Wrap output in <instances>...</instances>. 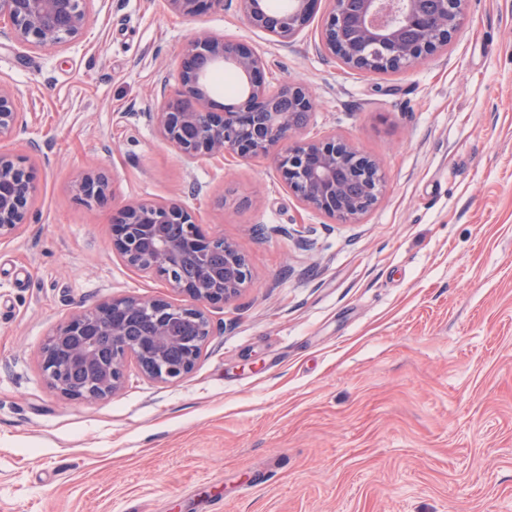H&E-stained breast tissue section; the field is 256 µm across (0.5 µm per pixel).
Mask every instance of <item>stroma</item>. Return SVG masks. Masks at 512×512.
<instances>
[{"mask_svg": "<svg viewBox=\"0 0 512 512\" xmlns=\"http://www.w3.org/2000/svg\"><path fill=\"white\" fill-rule=\"evenodd\" d=\"M287 44L236 0L188 20L96 0L77 42L0 44L35 168L33 217L0 242V512H512V0H467L447 46L367 74ZM248 44L270 84L316 103L302 138L375 156L387 190L357 223L305 208L270 158L187 163L149 120L196 30ZM98 169L93 207L73 185ZM175 202L236 242L252 282L211 308L193 372L73 401L42 348L73 312L163 296L112 248V215Z\"/></svg>", "mask_w": 512, "mask_h": 512, "instance_id": "obj_1", "label": "stroma"}]
</instances>
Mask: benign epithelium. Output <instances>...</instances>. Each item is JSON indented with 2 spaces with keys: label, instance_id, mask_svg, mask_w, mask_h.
<instances>
[{
  "label": "benign epithelium",
  "instance_id": "1",
  "mask_svg": "<svg viewBox=\"0 0 512 512\" xmlns=\"http://www.w3.org/2000/svg\"><path fill=\"white\" fill-rule=\"evenodd\" d=\"M95 0H0V39L52 50L79 40ZM193 19L224 9V0H166ZM244 19L288 43L312 19L319 0H289L272 11L266 0H238ZM466 0H329L316 49L343 66L381 73L412 69L448 45L463 20ZM218 68L237 73L243 92L230 104L210 96ZM152 119L160 138L188 160L274 157L288 193L307 208L343 223L359 220L380 200L385 178L379 162L346 139L327 134L303 139L315 104L308 88L284 82L269 90L265 59L221 34L196 33L182 48L173 80H165ZM23 126L14 91L0 84V141ZM108 178L83 173L75 189L91 207L106 197ZM39 186L34 168L0 152V241L28 223ZM112 246L138 272L161 278L183 297L118 296L73 313L47 339L41 368L72 400L114 396L125 369L135 364L160 383L189 376L213 336L209 308L224 305L252 279L236 244L206 234L176 203L130 204L112 216Z\"/></svg>",
  "mask_w": 512,
  "mask_h": 512
}]
</instances>
